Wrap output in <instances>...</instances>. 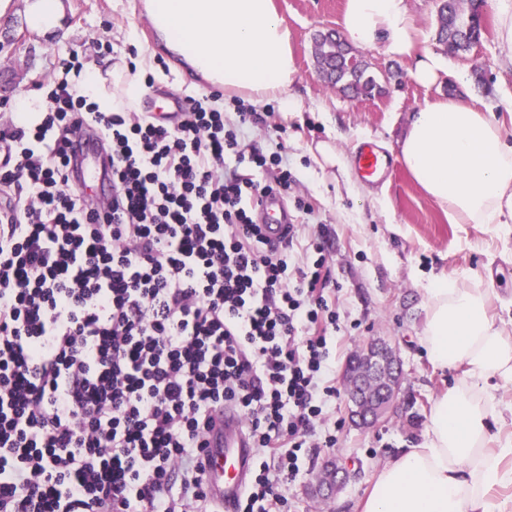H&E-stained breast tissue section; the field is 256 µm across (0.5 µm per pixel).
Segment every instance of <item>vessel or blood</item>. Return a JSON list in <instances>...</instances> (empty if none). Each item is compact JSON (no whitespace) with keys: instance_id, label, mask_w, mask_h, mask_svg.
Wrapping results in <instances>:
<instances>
[{"instance_id":"vessel-or-blood-1","label":"vessel or blood","mask_w":512,"mask_h":512,"mask_svg":"<svg viewBox=\"0 0 512 512\" xmlns=\"http://www.w3.org/2000/svg\"><path fill=\"white\" fill-rule=\"evenodd\" d=\"M67 154L78 167L82 186L94 190L102 180L103 171L96 153L87 147L85 133L73 138ZM355 166L363 179L377 181L391 173L394 160L368 142L357 152ZM255 213L268 242L276 243L287 236L292 218L281 195L273 192L264 196ZM222 418V423L216 424L205 438L203 480L210 500L218 504L222 512H236L251 477L256 450L244 432L241 414L228 408Z\"/></svg>"}]
</instances>
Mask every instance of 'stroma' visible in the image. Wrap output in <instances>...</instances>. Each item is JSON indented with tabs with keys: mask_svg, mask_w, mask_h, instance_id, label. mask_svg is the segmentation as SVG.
<instances>
[{
	"mask_svg": "<svg viewBox=\"0 0 512 512\" xmlns=\"http://www.w3.org/2000/svg\"><path fill=\"white\" fill-rule=\"evenodd\" d=\"M28 2L13 0L12 10L0 18V62L17 78L10 93L0 98V128L11 123L16 98L34 95L35 83L50 75L57 54L72 47L82 49L85 69H111L114 93H121L132 75H153V87L131 103V111L164 112L172 99L208 96V89L175 69L157 49L138 0H61L57 34L29 27ZM484 2L480 43L467 53L448 55V71L437 83H416L410 75L412 60L389 59L367 49L363 56L382 92L357 99L322 78L312 53L315 34L338 28L343 0H275L291 33L296 68L288 93L301 107L283 112L275 103H252L254 118L243 124V143L260 154L282 155L295 177L287 203L300 226V240L323 237L328 286L336 291L343 327L336 335L337 368H344L352 351L369 338L388 339L396 343L403 362L404 390L423 400L418 427L394 418L357 429L348 422L345 394H338V443L313 449L309 472L287 487L288 512H360L375 471L397 448L423 442L431 405L453 380L432 369L418 343L426 319L424 290L432 278L448 275L464 287L512 296V227L449 223L404 165L371 183L359 179L355 170L342 173L323 164L317 151L326 143L349 161L372 140L398 158L411 113L441 95L492 112L502 120L503 135L512 143V117L503 106L512 98V67L504 64L496 37V2ZM20 35L26 38L25 48L16 53L10 42ZM98 36L110 43V50L97 47ZM132 63L137 66L133 74L128 71ZM301 200L306 209L298 208ZM326 457L340 458L361 476L335 500L321 503L309 487L314 469Z\"/></svg>",
	"mask_w": 512,
	"mask_h": 512,
	"instance_id": "1",
	"label": "stroma"
}]
</instances>
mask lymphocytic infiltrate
Segmentation results:
<instances>
[{"label":"lymphocytic infiltrate","instance_id":"f902f5d3","mask_svg":"<svg viewBox=\"0 0 512 512\" xmlns=\"http://www.w3.org/2000/svg\"><path fill=\"white\" fill-rule=\"evenodd\" d=\"M56 68L40 122L0 131V512H219L201 449L227 403L256 448L237 512H285L341 429L325 248L268 246L252 217L291 172L206 100L165 126L99 111L79 49ZM84 124L112 166L102 208L72 187Z\"/></svg>","mask_w":512,"mask_h":512}]
</instances>
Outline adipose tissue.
Here are the masks:
<instances>
[{"mask_svg":"<svg viewBox=\"0 0 512 512\" xmlns=\"http://www.w3.org/2000/svg\"><path fill=\"white\" fill-rule=\"evenodd\" d=\"M167 47L195 70L218 76L225 91L257 101L287 98L295 78L290 31L274 0H149ZM340 27L358 48L391 59L414 58L421 85L434 84L445 62L421 50L424 33L409 0H344ZM84 89L100 111L141 94L129 82L121 95L93 69ZM401 159L452 224L512 223V144L499 120L445 96L414 112ZM420 342L429 364L458 376L430 410L421 445L401 449L376 473L362 512H504L500 488L512 486V434L493 438L501 413L495 390L512 384V338L491 315L487 289L442 276L425 290Z\"/></svg>","mask_w":512,"mask_h":512,"instance_id":"1","label":"adipose tissue"}]
</instances>
